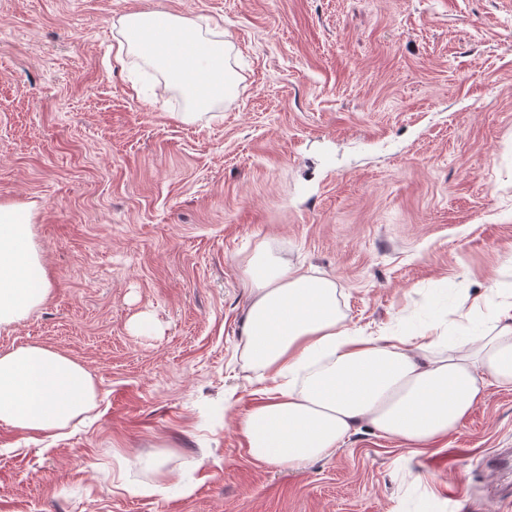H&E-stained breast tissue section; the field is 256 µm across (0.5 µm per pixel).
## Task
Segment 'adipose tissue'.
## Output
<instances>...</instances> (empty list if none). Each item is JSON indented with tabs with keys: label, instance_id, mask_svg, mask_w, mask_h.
<instances>
[{
	"label": "adipose tissue",
	"instance_id": "adipose-tissue-1",
	"mask_svg": "<svg viewBox=\"0 0 512 512\" xmlns=\"http://www.w3.org/2000/svg\"><path fill=\"white\" fill-rule=\"evenodd\" d=\"M223 42L193 34L179 17L120 20L114 59L131 54L169 75L198 110L233 88ZM251 302L243 351L270 380L240 432L253 460L291 469L332 456L360 427L430 448L461 424L487 383L512 388V299L486 287L458 311L454 335L421 325L402 335L347 328L337 285L258 254L247 269ZM50 280L26 210L0 204V328L47 299ZM91 374L74 359L29 344L0 353V424L33 433L66 428L94 405Z\"/></svg>",
	"mask_w": 512,
	"mask_h": 512
}]
</instances>
